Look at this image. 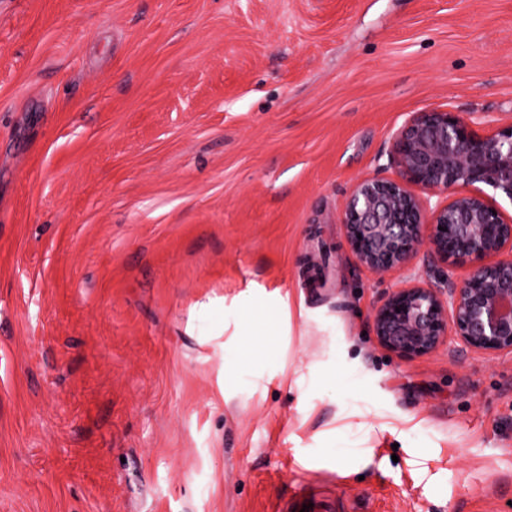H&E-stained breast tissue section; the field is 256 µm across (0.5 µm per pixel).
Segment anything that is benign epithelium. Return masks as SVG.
Returning <instances> with one entry per match:
<instances>
[{"instance_id":"1","label":"benign epithelium","mask_w":512,"mask_h":512,"mask_svg":"<svg viewBox=\"0 0 512 512\" xmlns=\"http://www.w3.org/2000/svg\"><path fill=\"white\" fill-rule=\"evenodd\" d=\"M396 176L355 182L342 214L347 247L378 273L408 268L422 253L462 270L445 286L410 281L373 309L377 345L397 358L430 356L447 338L495 357L512 353V124L481 131L457 113L415 112L397 131ZM433 197L444 201L431 205Z\"/></svg>"}]
</instances>
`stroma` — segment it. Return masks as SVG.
<instances>
[{"label":"stroma","mask_w":512,"mask_h":512,"mask_svg":"<svg viewBox=\"0 0 512 512\" xmlns=\"http://www.w3.org/2000/svg\"><path fill=\"white\" fill-rule=\"evenodd\" d=\"M431 109L512 124V0H0V512H512V354L343 234ZM310 503H313V507H309L305 512H330L334 510L326 505L325 501L316 493L313 487L307 483H302L297 489L290 510L300 512L303 509V505L309 506Z\"/></svg>","instance_id":"obj_1"}]
</instances>
